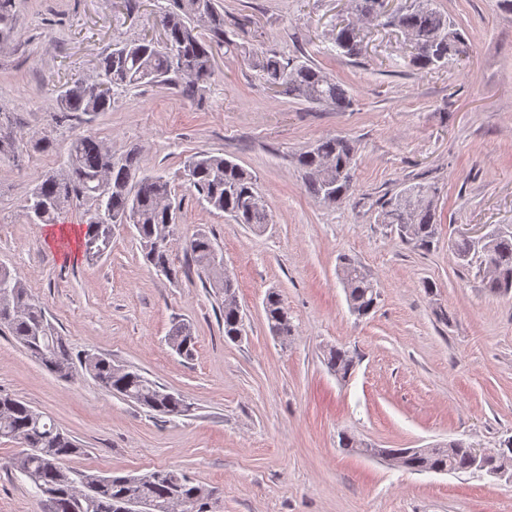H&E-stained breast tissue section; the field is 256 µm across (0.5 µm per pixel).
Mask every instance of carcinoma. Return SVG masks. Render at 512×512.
Here are the masks:
<instances>
[{
    "mask_svg": "<svg viewBox=\"0 0 512 512\" xmlns=\"http://www.w3.org/2000/svg\"><path fill=\"white\" fill-rule=\"evenodd\" d=\"M159 17L164 31L160 41L142 36L115 45L101 55L99 77L67 86L56 98L61 112L95 114L112 110L114 90L143 83L175 81L183 97L201 98L202 84L214 71L215 52L230 44L224 31V13L217 0H168ZM15 0H0V43L12 36L11 20ZM388 23L412 36L411 62L418 69H433L448 64V57L460 54L464 35L452 28L448 16L432 7L431 0H419L417 6L388 17ZM208 35H203L200 29ZM332 40L340 54L354 57L361 52L356 26H336ZM251 65L267 87L276 93L332 107L343 112L351 105L347 91L327 77L320 68L300 64L288 68L275 54L255 55ZM24 137L0 122V155L19 158ZM351 142L342 137L325 138L301 152L297 162L305 172L307 191L326 200L346 198L353 188ZM138 168L135 153L116 158L112 148L92 135L75 136L68 147L63 171L45 175L32 190L25 205V217L32 224H53L60 214L79 199L89 201L86 231L81 242L87 261L101 259L112 252L113 228L117 224L135 227L146 262L168 279L179 275L170 261L168 242L177 227V212L170 203L171 189L161 176L134 181ZM187 181L199 198L236 223L262 227L270 222L264 198L256 191L252 176L237 163L221 155L200 153L186 165ZM431 188L414 184L390 198L381 212V222L395 229L407 225L405 242L428 251L438 235L433 202L427 198ZM417 200L406 211L405 198ZM457 259H474L493 266L495 276L485 286L491 292H512V230L495 231L484 250H473L469 240L460 237L452 243ZM193 264L209 279L212 287L224 294L221 317L224 336L236 341L243 331V316L236 300L234 281L224 272V258L210 237L197 234L187 248ZM341 280L351 310L359 316L370 314L378 305L380 293L362 265L350 258L340 260ZM0 324L47 371L61 379L74 376L76 367L89 374L103 389L120 395L164 416H187L192 406L179 393H173L135 369L115 365L112 359L87 353L80 365L44 308L25 283L8 269L0 267ZM268 325H277L285 311L279 295L268 293L264 306ZM171 347L180 355H193L194 341L190 325L182 323L169 334ZM325 363L336 379H348L355 366L354 356L342 347L324 351ZM18 441L26 450L14 465L28 480L34 492L45 498L48 512H83L81 497L90 496L96 512H118L123 501L135 498L144 512H209L215 490L195 483L186 474L163 468L139 476L103 477L75 472L65 462L82 453L79 443L46 419L28 403L0 392V439ZM385 452L403 461L413 471L441 469L464 473L475 470L470 448H433L416 453L409 448H387Z\"/></svg>",
    "mask_w": 512,
    "mask_h": 512,
    "instance_id": "carcinoma-1",
    "label": "carcinoma"
}]
</instances>
